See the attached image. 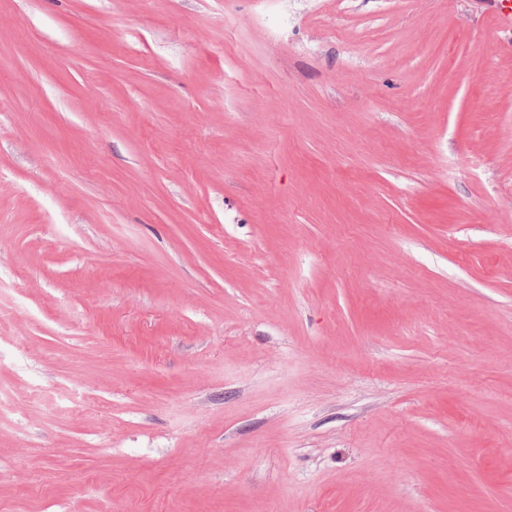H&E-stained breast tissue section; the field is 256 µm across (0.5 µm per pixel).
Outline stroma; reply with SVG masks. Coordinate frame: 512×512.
I'll return each mask as SVG.
<instances>
[{
    "label": "stroma",
    "mask_w": 512,
    "mask_h": 512,
    "mask_svg": "<svg viewBox=\"0 0 512 512\" xmlns=\"http://www.w3.org/2000/svg\"><path fill=\"white\" fill-rule=\"evenodd\" d=\"M491 0H0V512H512Z\"/></svg>",
    "instance_id": "obj_1"
}]
</instances>
